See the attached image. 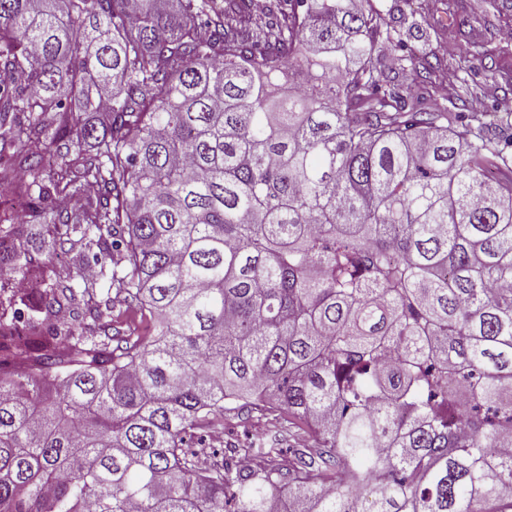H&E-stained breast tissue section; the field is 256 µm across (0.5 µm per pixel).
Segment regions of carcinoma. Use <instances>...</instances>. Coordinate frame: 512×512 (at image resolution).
<instances>
[{
  "mask_svg": "<svg viewBox=\"0 0 512 512\" xmlns=\"http://www.w3.org/2000/svg\"><path fill=\"white\" fill-rule=\"evenodd\" d=\"M381 40L371 0H0V286L84 283L0 318V512H512V138ZM241 402L317 452L201 466Z\"/></svg>",
  "mask_w": 512,
  "mask_h": 512,
  "instance_id": "carcinoma-1",
  "label": "carcinoma"
}]
</instances>
